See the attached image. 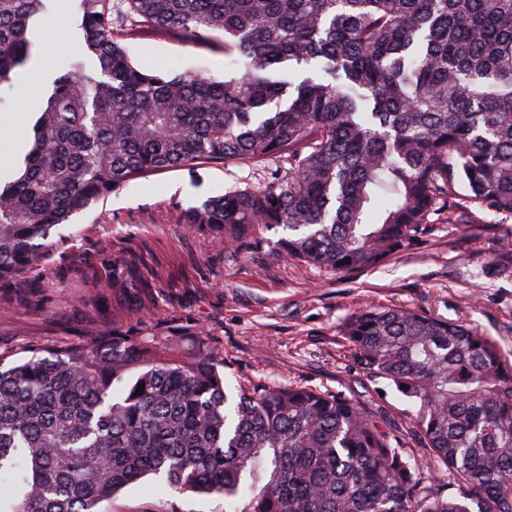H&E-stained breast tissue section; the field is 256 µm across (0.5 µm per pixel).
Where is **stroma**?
<instances>
[{
  "instance_id": "stroma-1",
  "label": "stroma",
  "mask_w": 512,
  "mask_h": 512,
  "mask_svg": "<svg viewBox=\"0 0 512 512\" xmlns=\"http://www.w3.org/2000/svg\"><path fill=\"white\" fill-rule=\"evenodd\" d=\"M77 0H47L28 37L52 54L27 104L16 82L0 85L14 119L31 120L62 62L82 50ZM223 33L196 38L123 37L132 62L147 70L204 72L223 78L230 59ZM208 164L129 182L62 225L46 267L0 284V351L25 356L35 341L78 335L99 312L120 317L129 292L125 261L156 267L160 286L142 295L143 325L162 316L197 329L224 354L233 384H304L345 393L406 421L414 408L387 381L363 375L340 333L368 307L411 308L462 321L491 336L512 357V215L482 213L474 224H433L416 244L381 266L331 274L295 259L255 264L231 257L222 239L177 224L182 209L231 187H258L278 169ZM106 512H224L216 495L178 494L141 483L123 489Z\"/></svg>"
}]
</instances>
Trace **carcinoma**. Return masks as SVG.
Returning <instances> with one entry per match:
<instances>
[{
	"instance_id": "1",
	"label": "carcinoma",
	"mask_w": 512,
	"mask_h": 512,
	"mask_svg": "<svg viewBox=\"0 0 512 512\" xmlns=\"http://www.w3.org/2000/svg\"><path fill=\"white\" fill-rule=\"evenodd\" d=\"M78 8L99 67L67 58L0 184V281L44 268L58 227L123 184L209 163L288 164L180 212L254 263L278 253L355 272L437 218L512 215V0ZM44 10L0 0V84L27 64ZM142 28L221 31L237 68L140 69L117 35ZM124 274L134 291L157 285L135 263ZM82 335L19 361L0 352V512H101L147 480L220 496L225 512H512V358L470 325L377 306L342 324L357 366L415 406L417 448L339 391L227 385L224 354L165 319L90 320Z\"/></svg>"
}]
</instances>
